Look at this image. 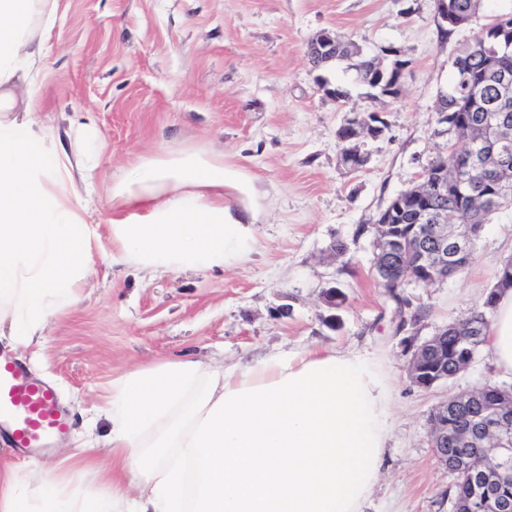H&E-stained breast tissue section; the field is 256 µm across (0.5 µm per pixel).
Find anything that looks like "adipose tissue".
Instances as JSON below:
<instances>
[{"label":"adipose tissue","mask_w":512,"mask_h":512,"mask_svg":"<svg viewBox=\"0 0 512 512\" xmlns=\"http://www.w3.org/2000/svg\"><path fill=\"white\" fill-rule=\"evenodd\" d=\"M55 2L0 0V324L23 347L78 302L100 241L98 164L64 145L97 132L30 118L45 58L33 21ZM244 185L203 149L137 156L112 183L113 261L158 273L233 267L253 248V218L232 212L224 191ZM486 350L512 376V289ZM107 413L104 485H76L91 459L59 473L0 466V512H363L386 459L390 395L350 352L233 365L183 355L113 379Z\"/></svg>","instance_id":"obj_1"}]
</instances>
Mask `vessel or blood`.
<instances>
[{
  "label": "vessel or blood",
  "instance_id": "vessel-or-blood-1",
  "mask_svg": "<svg viewBox=\"0 0 512 512\" xmlns=\"http://www.w3.org/2000/svg\"><path fill=\"white\" fill-rule=\"evenodd\" d=\"M0 424L7 425L19 448H34L61 435L68 420L54 389L32 377L24 364L0 351Z\"/></svg>",
  "mask_w": 512,
  "mask_h": 512
}]
</instances>
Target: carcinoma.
Masks as SVG:
<instances>
[{
	"label": "carcinoma",
	"instance_id": "carcinoma-1",
	"mask_svg": "<svg viewBox=\"0 0 512 512\" xmlns=\"http://www.w3.org/2000/svg\"><path fill=\"white\" fill-rule=\"evenodd\" d=\"M484 5V0H448V6L458 18H473ZM312 67L319 68L336 59H353L359 79L371 88H377L384 95L396 96L401 91L404 76L396 69L399 60L386 61L378 56H369L351 40L336 35V53L320 56L307 51ZM454 78L448 94L440 99L439 112L443 114L440 122L448 125V132L463 141V147L448 145L447 157H438L437 161H448V195L428 199L415 198L419 186L400 194L393 199L375 219V223L388 222L394 231L402 235L416 223L419 209L422 207L448 211V223L484 225L496 210L512 206V193L489 205L479 204L473 196L484 193L483 177L478 172H468L463 168L464 156L468 155L474 142L482 136L481 122L478 117L487 111L496 109L505 93L498 81V72L506 69L512 73V42L499 35L495 24H490L486 32L475 38L463 48L452 62ZM476 87L477 99L470 101L463 97L466 86L461 78L463 73ZM387 262L401 264L412 270L413 282L426 284L427 279L451 277L459 270L446 272L438 269L427 270L418 263V252H396L390 256L374 253L373 265ZM512 288V260L503 263L496 276V283L488 291L482 307L470 316L456 320L447 325L446 334L442 335L436 350H424L415 362L409 364L412 382L420 388H429L441 381L454 378L462 368L474 362L486 342V332L494 311L498 295L505 289ZM475 325L479 338L461 341L454 330ZM512 410V385L506 387L488 383L475 390V398L461 405L457 412L440 418L437 412L430 415L431 432L448 428V433L462 432L470 427L484 423L495 414ZM512 502V481L488 485L478 476L463 471L457 475L453 491L454 512H499L498 503Z\"/></svg>",
	"mask_w": 512,
	"mask_h": 512
}]
</instances>
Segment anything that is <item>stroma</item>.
<instances>
[{"instance_id": "stroma-1", "label": "stroma", "mask_w": 512, "mask_h": 512, "mask_svg": "<svg viewBox=\"0 0 512 512\" xmlns=\"http://www.w3.org/2000/svg\"><path fill=\"white\" fill-rule=\"evenodd\" d=\"M442 0H57L44 37L50 52L36 110L60 128L91 125L99 157L96 220L135 153L204 148L224 154L251 191L227 192L255 215L249 259L228 270L152 275L112 263L102 238L80 301L50 318L40 345L13 350L51 383L68 431L32 450L0 432V462L50 470L64 457H102L112 424L104 412L112 380L188 353L246 363L269 354L350 351L369 359L393 397L386 468L367 512H452L453 474L435 458L429 417L448 397L497 380L487 352L455 378L423 390L408 364L416 347L470 314L512 257V207L501 209L474 244L466 270L386 300L372 274L376 215L417 185L448 151L438 99L455 56L512 0H486L473 20L447 30ZM340 33L378 55L397 51L409 66L399 96L373 94L347 63L313 68L308 45ZM340 86L349 97L329 93ZM365 112L389 125L360 139L364 166L341 159L338 129ZM343 242L345 255L331 247ZM334 287L336 307L322 297ZM424 310L412 322L416 310Z\"/></svg>"}]
</instances>
